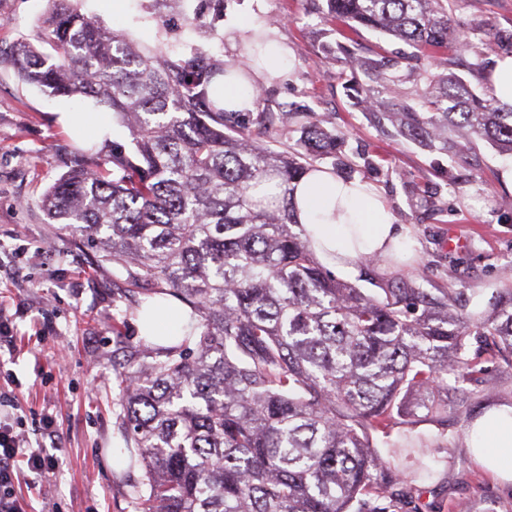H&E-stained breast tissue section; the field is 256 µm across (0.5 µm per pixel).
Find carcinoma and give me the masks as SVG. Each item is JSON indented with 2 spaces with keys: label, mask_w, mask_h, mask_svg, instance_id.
I'll list each match as a JSON object with an SVG mask.
<instances>
[{
  "label": "carcinoma",
  "mask_w": 512,
  "mask_h": 512,
  "mask_svg": "<svg viewBox=\"0 0 512 512\" xmlns=\"http://www.w3.org/2000/svg\"><path fill=\"white\" fill-rule=\"evenodd\" d=\"M48 2L41 40L55 54L18 43L9 56L18 77L93 101L130 141H107L92 162H75L42 205L146 298L191 310L164 357L147 338L119 373L130 463L143 473L141 512H386L368 496L400 498L407 480L374 437L423 456L421 438L393 440L391 431L421 412L440 421L448 375L486 384L496 356L512 368V286L486 313L433 301L406 281L371 296L331 278L306 232H293L294 191L316 172L336 175L345 138L297 113L310 151L273 148L260 92L250 109H224V87L246 89L256 69L276 79L270 33H253L242 59L226 62L212 44L182 41L157 10L174 8L182 32L220 41L224 0H149V47L81 12L79 0ZM454 2L326 0L325 16L436 52L458 43ZM342 50L389 91L380 61ZM423 80L391 108L402 135L450 152L457 133L512 155V107L453 72ZM375 88L355 84L354 104L381 111Z\"/></svg>",
  "instance_id": "obj_1"
}]
</instances>
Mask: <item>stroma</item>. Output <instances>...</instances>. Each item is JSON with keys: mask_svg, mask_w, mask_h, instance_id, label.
I'll list each match as a JSON object with an SVG mask.
<instances>
[{"mask_svg": "<svg viewBox=\"0 0 512 512\" xmlns=\"http://www.w3.org/2000/svg\"><path fill=\"white\" fill-rule=\"evenodd\" d=\"M322 7L323 0H224L222 34L229 61L241 56L250 30L270 25L287 52L278 81L258 80L276 149H300V131L281 128L285 112H311L348 132L340 175L374 186L409 234L412 257L361 263L336 280L369 294L407 281L431 296H451L459 307L490 309L499 289L512 286V186L500 178L512 157L485 140L460 156L430 151L400 136L388 113L352 107L345 86L356 74L338 48L340 35L322 21ZM47 8V0H0V303L19 311L10 365L22 384L19 406L49 410L60 431L55 474L20 475L15 489L26 512H138L142 473L127 463L115 400L119 364L143 339L144 297L118 267L60 233L40 207L77 154L126 140L128 131L116 121L100 133L92 102L51 97L17 77L7 55L17 42L38 43ZM83 8L134 39L146 37L137 22L142 0H85ZM453 16L471 44L448 51V68L475 92L487 91L498 63L512 58V0H457ZM488 35L502 38L503 47L486 52ZM356 41L360 56L382 57L394 101L434 65L427 57L400 64L410 46L372 31ZM480 55L484 69L471 70ZM489 376L496 383L490 392L449 380L445 425L416 427L431 443L425 456L382 449L391 466L414 465L409 507L390 512H461L465 505L512 512V486L482 471L471 454L474 420L489 406H512V369L493 363Z\"/></svg>", "mask_w": 512, "mask_h": 512, "instance_id": "1", "label": "stroma"}]
</instances>
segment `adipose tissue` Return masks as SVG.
Segmentation results:
<instances>
[{"label": "adipose tissue", "mask_w": 512, "mask_h": 512, "mask_svg": "<svg viewBox=\"0 0 512 512\" xmlns=\"http://www.w3.org/2000/svg\"><path fill=\"white\" fill-rule=\"evenodd\" d=\"M296 199V219L331 269L351 272L364 257L384 259L406 246L402 225L377 193L363 191L361 182L324 173L301 181ZM471 448L480 466L512 483V407L487 411L475 425Z\"/></svg>", "instance_id": "obj_1"}]
</instances>
